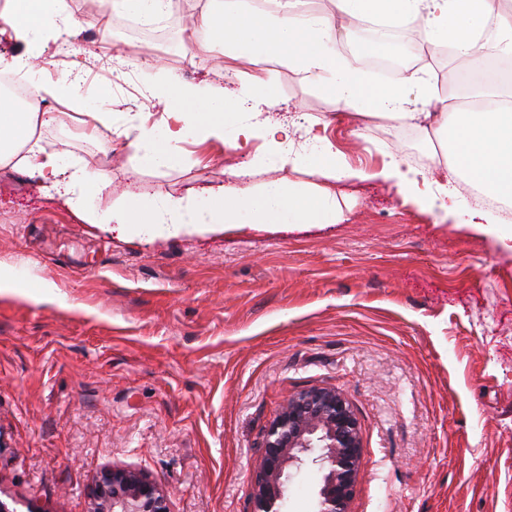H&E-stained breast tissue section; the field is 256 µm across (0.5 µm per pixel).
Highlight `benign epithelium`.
<instances>
[{
    "instance_id": "7a95c632",
    "label": "benign epithelium",
    "mask_w": 512,
    "mask_h": 512,
    "mask_svg": "<svg viewBox=\"0 0 512 512\" xmlns=\"http://www.w3.org/2000/svg\"><path fill=\"white\" fill-rule=\"evenodd\" d=\"M263 448L252 487L254 512H283L290 468L315 450L324 469L315 512H350L362 444L359 422L339 390L318 386L288 395L265 431ZM87 498L90 512H171L167 493L127 467L104 469Z\"/></svg>"
}]
</instances>
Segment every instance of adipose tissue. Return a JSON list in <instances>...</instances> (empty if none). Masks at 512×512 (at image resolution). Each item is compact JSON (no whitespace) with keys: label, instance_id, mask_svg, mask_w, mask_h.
Masks as SVG:
<instances>
[{"label":"adipose tissue","instance_id":"ef3b65f1","mask_svg":"<svg viewBox=\"0 0 512 512\" xmlns=\"http://www.w3.org/2000/svg\"><path fill=\"white\" fill-rule=\"evenodd\" d=\"M300 0H278L266 11L250 0H213L199 28L207 46L221 47L226 56L247 62L252 72L237 92L214 84L187 83L160 75L157 97L167 105L165 133L157 135L144 122L132 121L121 133L130 161L157 171L182 160L181 142L233 140L263 143L265 157L282 166L306 164L310 174L339 183L362 179V172L342 164L319 133L311 140L318 149L300 157L290 149L292 125L264 119L242 124L238 115L259 105L278 103L268 66L276 62L306 75L331 96L338 110L365 112L401 125L434 129L452 157L446 174L464 175L485 196L512 204V9L502 0H329L316 15L298 13ZM418 19L434 47L452 45L459 66V95L432 93L421 71L407 72L401 85H367L357 69L336 53V46L363 22L393 23ZM68 0H0V37L15 43L50 40L59 23H71ZM493 27L494 59H487L481 37ZM80 91L79 76L68 74L55 86L32 80L30 99L0 100V164L19 160L47 188L66 196L72 209L88 224L108 231L120 226L127 234H176L215 225L238 231L290 229L303 225L329 227L343 223L346 212L335 193L311 182L270 181L261 187H223L187 198L147 200L124 193L117 208L98 213L85 203L87 187L98 184L91 162L72 163L64 154L41 144L39 129L56 116L38 111L33 102L52 93L70 100ZM420 93L433 103L420 112L411 99ZM435 169H416L390 157L377 177L415 201L434 196Z\"/></svg>","mask_w":512,"mask_h":512}]
</instances>
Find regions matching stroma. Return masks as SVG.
<instances>
[{"label":"stroma","mask_w":512,"mask_h":512,"mask_svg":"<svg viewBox=\"0 0 512 512\" xmlns=\"http://www.w3.org/2000/svg\"><path fill=\"white\" fill-rule=\"evenodd\" d=\"M101 65L82 58L81 97L41 131L47 151L91 161L106 189L182 197L227 185L310 181L306 166L240 147L183 143L186 160L161 172L129 164L119 130L131 115L162 129L155 96L168 72L200 83L246 63L202 55L182 39L132 44ZM57 42H0V56L33 59L46 81L71 68ZM401 51L424 62L446 94L453 59L421 39ZM280 111L327 121L336 155L379 170L391 150L426 168L446 161L432 131L368 115L340 118L303 73L270 64ZM114 99L101 135L113 156L73 131L102 90ZM349 222L291 231H220L127 240L84 224L28 170L0 165V267L54 283L60 301L0 295V502L9 512H88V486L107 467L143 469L171 512H251L263 435L288 394L332 386L353 407L362 439L350 512H512V254L465 224L459 196L442 222L402 204L380 180L351 186ZM321 474L305 464L288 512H312Z\"/></svg>","instance_id":"35a3bbf8"}]
</instances>
